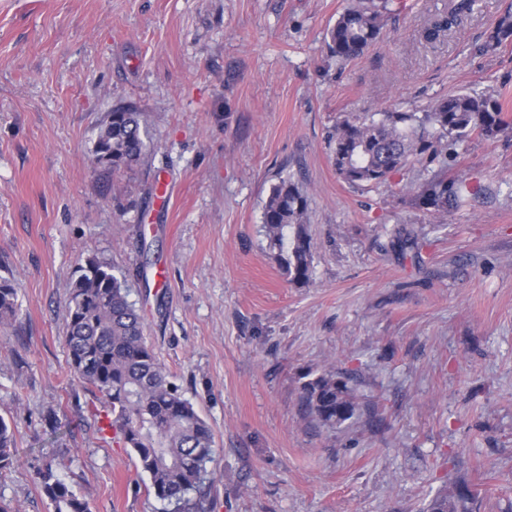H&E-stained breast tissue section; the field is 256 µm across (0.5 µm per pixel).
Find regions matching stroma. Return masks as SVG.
Instances as JSON below:
<instances>
[{"instance_id": "obj_1", "label": "stroma", "mask_w": 512, "mask_h": 512, "mask_svg": "<svg viewBox=\"0 0 512 512\" xmlns=\"http://www.w3.org/2000/svg\"><path fill=\"white\" fill-rule=\"evenodd\" d=\"M347 3L0 0L12 512H51L48 471L90 512L171 510L105 429L104 396L65 372L70 284L92 256L125 277L212 430L200 512H422L456 479L474 512H512V137L472 135L374 187L340 180L328 143L347 115L423 112L457 92L500 93L512 116V41L483 47L512 0H477L432 44L422 31L447 0H394L375 45L342 62L328 31ZM118 106L148 139L115 174L93 147ZM442 170L477 192L437 216L416 191ZM284 179L308 202L304 284L262 229ZM328 369L359 404L336 428L299 399L305 374ZM17 289L13 282L6 278L0 279V320L14 316L16 311Z\"/></svg>"}]
</instances>
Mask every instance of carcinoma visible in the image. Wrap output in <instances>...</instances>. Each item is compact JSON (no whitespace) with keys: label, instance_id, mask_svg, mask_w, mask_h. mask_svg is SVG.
<instances>
[{"label":"carcinoma","instance_id":"obj_1","mask_svg":"<svg viewBox=\"0 0 512 512\" xmlns=\"http://www.w3.org/2000/svg\"><path fill=\"white\" fill-rule=\"evenodd\" d=\"M392 0H348L328 32V47L340 61L362 55L379 39ZM475 0H448V10L430 20L423 36L433 42L449 34L469 16ZM512 41V7L488 32L484 48ZM512 129V119L493 93L452 94L437 100L422 113L383 112L348 115L329 137L336 175L352 186H375L413 162L432 160L448 143H460L477 133L495 139ZM140 113L118 107L108 118L95 143L98 164L117 172L131 167L144 154ZM471 188L463 180L435 176L417 192L418 203L430 213L448 211L461 203ZM307 198L297 184L281 180L263 210V228L290 281L305 283L311 276V238L305 228ZM70 286L65 317L68 359L66 368L79 382L102 393L116 428L150 480L157 499L182 509L186 496L201 491L206 464L214 452L213 433L192 404L168 380L164 365L144 335L143 317L129 300L125 280L112 265L86 258ZM17 289L0 279V320L14 316ZM305 411L325 426H341L355 415L358 404L349 380L325 370L301 387ZM14 438L0 417V471L13 464ZM42 490L53 512H89L61 479L49 474ZM474 494L469 484L457 481L448 493L435 497L428 512H472Z\"/></svg>","mask_w":512,"mask_h":512}]
</instances>
